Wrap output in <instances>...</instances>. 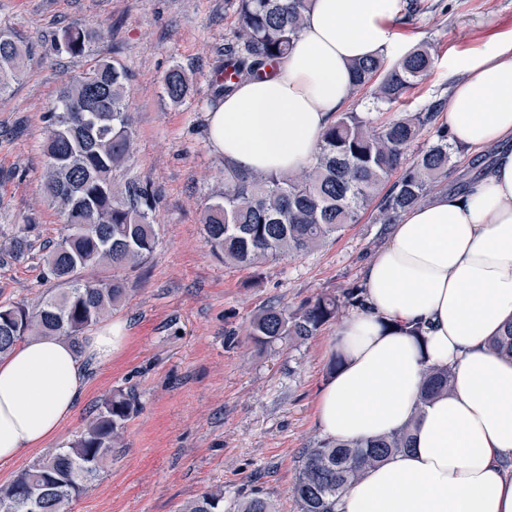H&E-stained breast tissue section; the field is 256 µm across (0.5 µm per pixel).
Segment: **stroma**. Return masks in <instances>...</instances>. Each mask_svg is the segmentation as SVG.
<instances>
[{"label":"stroma","mask_w":512,"mask_h":512,"mask_svg":"<svg viewBox=\"0 0 512 512\" xmlns=\"http://www.w3.org/2000/svg\"><path fill=\"white\" fill-rule=\"evenodd\" d=\"M416 17L391 25L405 48L431 46L436 64L402 110L449 97V57L512 29V0H420ZM96 32L80 57L47 59L44 44L68 26ZM236 25L235 0H0V29L32 48L23 79L0 95V237L29 248L0 265V304L35 308L55 287L43 261L63 228L43 192L45 113L70 75L96 60L130 73L134 151L117 180L148 182L157 194L158 244L125 271L129 288L110 315L124 340L110 364L88 368V387L56 442L0 466L10 483L55 449L65 448L113 390L135 386L140 410L97 480L64 512H185L204 491L224 490V512L261 496L275 512H300L291 486L298 460L322 438L316 406L333 359L338 321L303 342L256 345L252 314L270 302L298 308L317 295L360 285L364 263L387 228L365 212L316 251L266 263L229 265L205 242L200 212L224 184V159L208 137L215 66ZM174 65L190 76L186 101L164 98L161 78Z\"/></svg>","instance_id":"stroma-1"}]
</instances>
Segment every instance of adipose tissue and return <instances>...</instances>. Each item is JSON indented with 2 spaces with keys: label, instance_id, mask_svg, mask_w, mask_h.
<instances>
[{
  "label": "adipose tissue",
  "instance_id": "ef3b65f1",
  "mask_svg": "<svg viewBox=\"0 0 512 512\" xmlns=\"http://www.w3.org/2000/svg\"><path fill=\"white\" fill-rule=\"evenodd\" d=\"M400 0H312L274 76L242 83L209 115L214 150L269 175L312 161L348 98L354 61L401 56ZM448 133L458 147H497L467 190L439 192L391 225L363 267L367 306L336 331L342 366L317 419L333 440L413 426L407 451L367 471L336 512H512V361L488 342L512 323V32L456 54ZM418 323L417 342L404 330ZM104 325L81 346L32 338L0 357V465L58 438L87 386L88 364L121 345ZM450 368L451 394L418 409L422 362Z\"/></svg>",
  "mask_w": 512,
  "mask_h": 512
}]
</instances>
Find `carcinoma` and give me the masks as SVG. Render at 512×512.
<instances>
[{
	"mask_svg": "<svg viewBox=\"0 0 512 512\" xmlns=\"http://www.w3.org/2000/svg\"><path fill=\"white\" fill-rule=\"evenodd\" d=\"M309 6L310 0H237V25L218 65L227 77L215 96L225 97L240 83L267 75L266 68L287 57ZM91 40V33L70 27L45 46L44 54L49 59L82 56ZM28 56L16 37L0 33V94L21 78ZM433 64L432 49L425 45L388 68L382 58L357 61L352 64V93L370 95L377 111L390 108L418 87ZM127 80L119 62L99 60L69 77L45 113L44 193L64 224V234L50 246L45 262L61 288L34 310L0 305V355L32 336H56L79 345L83 333L119 306L128 292L118 273L105 280L86 279L82 270L97 265L136 268L155 249L154 191L140 180H115L134 146ZM162 93L174 106L189 96V79L181 66L164 74ZM446 106V100L434 99L382 125L369 111L341 112L323 133L312 163L297 173L257 179L224 166V187L201 213L207 245L226 263L251 266L307 253L345 225L357 223L360 212L370 207L375 223H397L448 172L453 154L448 129L435 126ZM432 127L436 140L404 166L407 146ZM397 171L399 177L388 183ZM27 247L18 237L0 242V260L21 255ZM364 306L360 287L339 296L319 295L296 310L272 303L252 316L249 335L258 344L304 340L344 309ZM491 347L512 360V325L493 337ZM421 377V407L453 390L447 368L425 364ZM138 409L133 386L104 398L69 447L45 456L0 487V512H60L81 497L112 449L119 447L126 423ZM410 442L409 428L364 441L319 440L298 461L292 496L301 512H336V504L365 470L410 448ZM223 502V490L209 491L188 512H220Z\"/></svg>",
	"mask_w": 512,
	"mask_h": 512,
	"instance_id": "carcinoma-1",
	"label": "carcinoma"
}]
</instances>
